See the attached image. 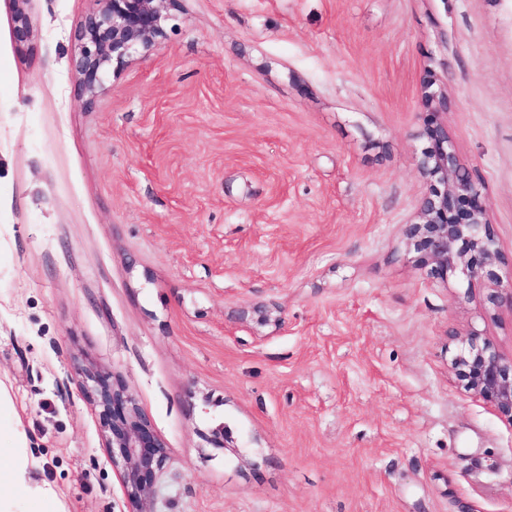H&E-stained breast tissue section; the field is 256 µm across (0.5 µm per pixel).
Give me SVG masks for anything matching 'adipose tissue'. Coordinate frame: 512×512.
Listing matches in <instances>:
<instances>
[{
	"mask_svg": "<svg viewBox=\"0 0 512 512\" xmlns=\"http://www.w3.org/2000/svg\"><path fill=\"white\" fill-rule=\"evenodd\" d=\"M0 426L5 427L10 436L5 450L6 460L0 464V512H65L55 489L34 476L40 462L14 413L9 389L1 382Z\"/></svg>",
	"mask_w": 512,
	"mask_h": 512,
	"instance_id": "1",
	"label": "adipose tissue"
}]
</instances>
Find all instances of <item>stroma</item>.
I'll return each mask as SVG.
<instances>
[{
  "instance_id": "1",
  "label": "stroma",
  "mask_w": 512,
  "mask_h": 512,
  "mask_svg": "<svg viewBox=\"0 0 512 512\" xmlns=\"http://www.w3.org/2000/svg\"><path fill=\"white\" fill-rule=\"evenodd\" d=\"M94 0H0V381L68 512H126L119 378L167 446L157 512H512V424L457 383L512 306L411 261L421 86L512 260V0H180L88 98ZM224 447L210 441L217 427ZM11 1L15 5L13 39L18 46L23 47L28 45L33 38V28L24 8V5L27 4L29 0Z\"/></svg>"
}]
</instances>
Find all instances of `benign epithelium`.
Listing matches in <instances>:
<instances>
[{"label": "benign epithelium", "instance_id": "1", "mask_svg": "<svg viewBox=\"0 0 512 512\" xmlns=\"http://www.w3.org/2000/svg\"><path fill=\"white\" fill-rule=\"evenodd\" d=\"M15 5L13 39L23 47L33 38L24 5ZM96 7L80 31L75 68L84 93L95 97L105 78L139 54L150 52L167 36L171 10L178 0H94ZM420 136L426 146L418 158L420 173L429 181L416 219L406 225L407 251L416 265L443 282L455 277L488 290L495 307L512 304V281L503 287L502 257L497 236L487 218L481 187L461 165L448 136L445 120L448 92L428 81L423 90ZM458 384L490 404L512 423V355L497 349L479 330L463 337L449 359ZM83 387L97 406L112 464L119 468L128 512H156V473L166 459L164 442L142 413L132 393L118 380L91 368H77Z\"/></svg>", "mask_w": 512, "mask_h": 512}]
</instances>
